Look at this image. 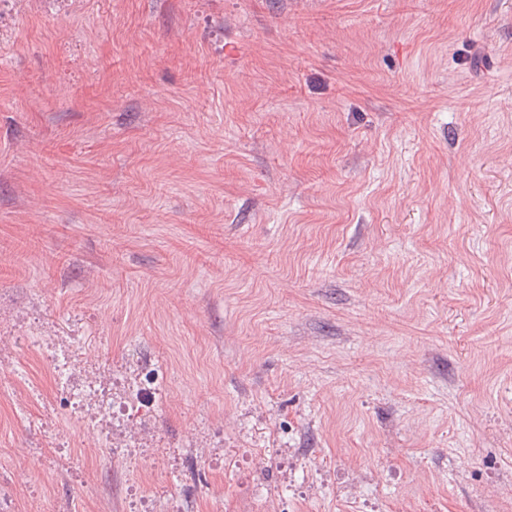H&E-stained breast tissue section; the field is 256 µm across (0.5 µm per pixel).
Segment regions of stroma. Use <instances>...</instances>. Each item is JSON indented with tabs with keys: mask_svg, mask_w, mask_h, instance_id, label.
Returning a JSON list of instances; mask_svg holds the SVG:
<instances>
[{
	"mask_svg": "<svg viewBox=\"0 0 512 512\" xmlns=\"http://www.w3.org/2000/svg\"><path fill=\"white\" fill-rule=\"evenodd\" d=\"M72 343L158 378L107 454ZM46 504L512 512V0H0V512ZM50 357L56 368L57 381L63 390L72 371L85 359V354L81 346L74 345L65 353L51 352Z\"/></svg>",
	"mask_w": 512,
	"mask_h": 512,
	"instance_id": "stroma-1",
	"label": "stroma"
}]
</instances>
